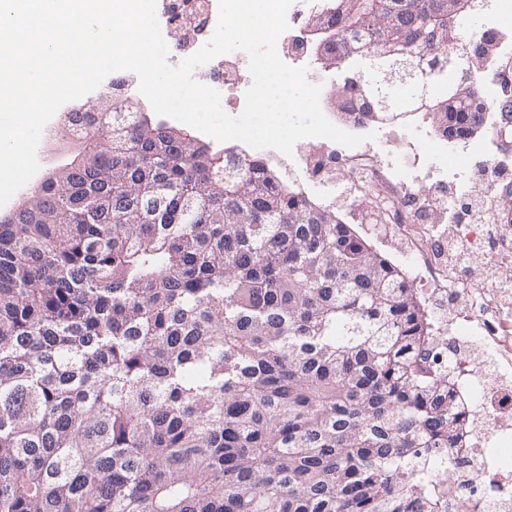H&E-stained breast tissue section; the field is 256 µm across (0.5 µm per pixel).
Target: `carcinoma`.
I'll list each match as a JSON object with an SVG mask.
<instances>
[{
    "mask_svg": "<svg viewBox=\"0 0 512 512\" xmlns=\"http://www.w3.org/2000/svg\"><path fill=\"white\" fill-rule=\"evenodd\" d=\"M356 2L313 14L364 47L349 118L465 140L509 107L481 74L448 103L472 9L405 0L389 45L388 0ZM81 120L69 171L0 217V512H448L464 401L402 272L259 157L124 102Z\"/></svg>",
    "mask_w": 512,
    "mask_h": 512,
    "instance_id": "cac0c4a2",
    "label": "carcinoma"
}]
</instances>
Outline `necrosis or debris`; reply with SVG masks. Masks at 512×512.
Returning a JSON list of instances; mask_svg holds the SVG:
<instances>
[{
	"instance_id": "4bbe7bcc",
	"label": "necrosis or debris",
	"mask_w": 512,
	"mask_h": 512,
	"mask_svg": "<svg viewBox=\"0 0 512 512\" xmlns=\"http://www.w3.org/2000/svg\"><path fill=\"white\" fill-rule=\"evenodd\" d=\"M327 4L328 0H294L287 12L289 28L277 41L278 53L285 63L303 66L305 52L299 44L305 22ZM248 62L246 53L232 52L219 63L222 74L213 87L223 97L225 111L234 113L244 108L239 75L247 69ZM342 160L362 191H369L379 182L390 186L379 211L380 221H388L410 191L409 170L401 164L392 171L381 170L366 153L348 152ZM414 254L430 268L435 287H452L466 294L470 311L456 331L472 349L484 351L489 358L488 372L480 374L466 355H458L451 362L441 347H433L430 352L434 364H451L458 386L471 394L478 410L477 423L468 432L467 446L460 451L464 464L437 477L435 486L446 492L450 512H512V431L503 424L504 416L512 415V289L478 288L460 282L441 256L424 244H416Z\"/></svg>"
}]
</instances>
